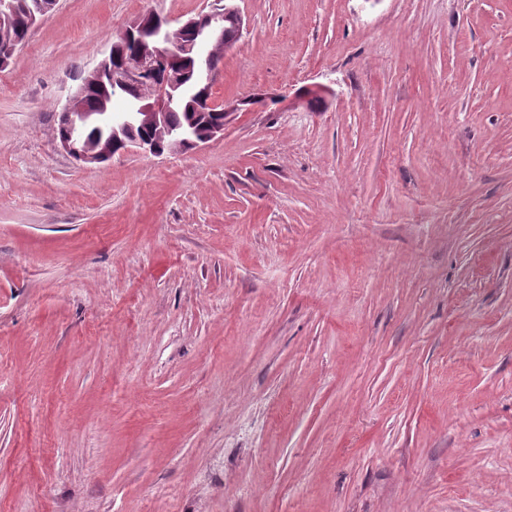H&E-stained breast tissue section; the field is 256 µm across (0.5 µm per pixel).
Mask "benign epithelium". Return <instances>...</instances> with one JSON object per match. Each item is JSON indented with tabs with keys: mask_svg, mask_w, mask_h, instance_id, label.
Segmentation results:
<instances>
[{
	"mask_svg": "<svg viewBox=\"0 0 512 512\" xmlns=\"http://www.w3.org/2000/svg\"><path fill=\"white\" fill-rule=\"evenodd\" d=\"M230 18L238 29L243 20L237 8L222 4L189 18L172 29L169 21L147 22L140 16L134 20L104 53L99 63L88 72V79L108 77L137 95L136 111L105 112L106 123L112 128V140L124 145V151H141L155 155L181 152L185 146L198 147L224 133V126H214L203 132L190 123L170 135L166 147L150 139L140 138L136 129L143 123H156L164 118L176 103L182 85L181 62L200 53L201 42L224 39V19ZM83 89L63 106L59 116L67 133L57 140L58 146L85 164L100 163L108 152H91L82 146L83 133L95 121L80 100Z\"/></svg>",
	"mask_w": 512,
	"mask_h": 512,
	"instance_id": "obj_1",
	"label": "benign epithelium"
}]
</instances>
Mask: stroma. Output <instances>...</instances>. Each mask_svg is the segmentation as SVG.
Returning <instances> with one entry per match:
<instances>
[{
  "label": "stroma",
  "mask_w": 512,
  "mask_h": 512,
  "mask_svg": "<svg viewBox=\"0 0 512 512\" xmlns=\"http://www.w3.org/2000/svg\"><path fill=\"white\" fill-rule=\"evenodd\" d=\"M212 2L56 0L0 70V512H512V0H234L222 136L58 147Z\"/></svg>",
  "instance_id": "obj_1"
}]
</instances>
